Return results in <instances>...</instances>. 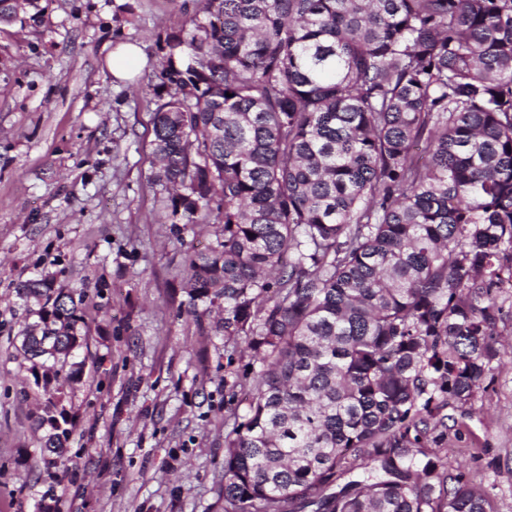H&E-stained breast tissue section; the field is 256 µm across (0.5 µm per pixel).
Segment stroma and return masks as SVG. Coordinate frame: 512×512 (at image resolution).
<instances>
[{
  "instance_id": "obj_1",
  "label": "stroma",
  "mask_w": 512,
  "mask_h": 512,
  "mask_svg": "<svg viewBox=\"0 0 512 512\" xmlns=\"http://www.w3.org/2000/svg\"><path fill=\"white\" fill-rule=\"evenodd\" d=\"M198 0H48L42 23L0 28V512H224V436L245 413L252 362L224 333L223 302L191 300L184 250L214 224H170L152 181L159 35ZM145 63L116 80L106 55ZM52 275L88 294L90 329L54 481L33 417L43 399L13 342L18 283ZM500 356L467 404L447 408L435 452L512 512V288L493 293ZM106 62L112 76L118 80L130 79L136 67L144 64L141 51L134 44H124L110 51Z\"/></svg>"
}]
</instances>
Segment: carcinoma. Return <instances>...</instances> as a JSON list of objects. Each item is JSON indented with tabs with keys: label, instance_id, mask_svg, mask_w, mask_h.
<instances>
[{
	"label": "carcinoma",
	"instance_id": "carcinoma-1",
	"mask_svg": "<svg viewBox=\"0 0 512 512\" xmlns=\"http://www.w3.org/2000/svg\"><path fill=\"white\" fill-rule=\"evenodd\" d=\"M25 3L0 22H39ZM161 42L154 182L170 223H221L179 277L260 363L224 512H494L422 439L499 355L512 0H200ZM18 294L87 342L85 294ZM20 348L66 410L81 363ZM64 448L45 433L50 479Z\"/></svg>",
	"mask_w": 512,
	"mask_h": 512
}]
</instances>
